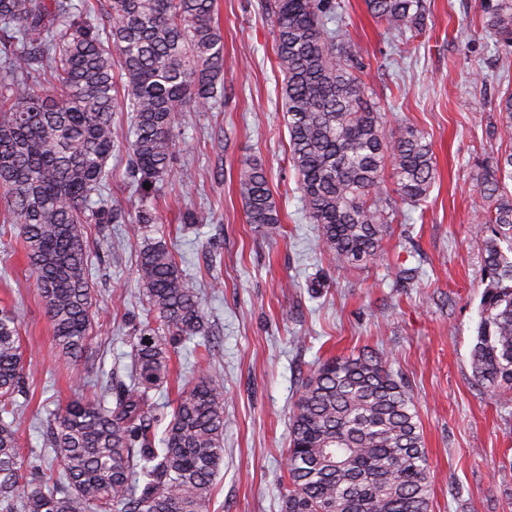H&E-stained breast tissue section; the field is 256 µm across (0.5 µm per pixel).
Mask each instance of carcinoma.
Listing matches in <instances>:
<instances>
[{"label": "carcinoma", "instance_id": "1", "mask_svg": "<svg viewBox=\"0 0 512 512\" xmlns=\"http://www.w3.org/2000/svg\"><path fill=\"white\" fill-rule=\"evenodd\" d=\"M364 2L406 41L423 30L426 0ZM338 9L336 0L259 4L276 27L303 208L347 270L381 259L397 204L426 201L437 169L421 131L386 128ZM481 29L497 54L512 56V0H482ZM223 95L216 0H0V237L20 241L58 353L77 360L99 313L85 225L126 221L104 196L108 160L124 151L140 199L130 231L141 241L136 281L147 305L131 324L127 380L92 400L77 394L54 414L47 457L21 452L26 362L17 312L0 308V512H208L224 463V383L200 370L170 412L151 395L167 382L179 345L199 336L203 360L215 351L199 292L153 226L182 113L206 112ZM121 102L133 121L118 137L112 113ZM496 111L499 137L511 141L512 91ZM510 181L512 152L476 175L495 205L482 221L490 236L470 357L493 394L512 388ZM239 192L247 222L277 233L280 212L261 162H242ZM430 491L418 415L387 362L359 355L320 364L292 411L283 512H429Z\"/></svg>", "mask_w": 512, "mask_h": 512}]
</instances>
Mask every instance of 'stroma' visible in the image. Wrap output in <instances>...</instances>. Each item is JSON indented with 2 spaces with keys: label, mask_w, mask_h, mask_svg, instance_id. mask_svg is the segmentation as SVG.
<instances>
[{
  "label": "stroma",
  "mask_w": 512,
  "mask_h": 512,
  "mask_svg": "<svg viewBox=\"0 0 512 512\" xmlns=\"http://www.w3.org/2000/svg\"><path fill=\"white\" fill-rule=\"evenodd\" d=\"M339 2L387 128L422 131L438 178L426 209L401 205L380 261L338 269L317 245L287 160L274 22L258 0H218L224 99L185 113L158 225L200 292L216 346L209 370L224 384V466L209 512H280L289 417L303 382L325 359L362 352L388 358L418 411L430 512H512V391L490 393L470 359L489 206L475 175L512 150L496 131L512 59L497 58L483 39L480 0H427L426 27L405 45L374 22L364 0ZM247 157L265 165L279 205L281 228L270 237L246 221L239 170ZM189 209L206 223H183ZM88 241L99 314L86 362L76 366L58 354L22 251L0 238V305L18 312L30 351L32 400L20 423L28 449L45 447L48 421L72 398L74 381L93 396L101 375L125 360L129 322L144 312L139 245L127 225ZM298 336L305 344H295Z\"/></svg>",
  "instance_id": "35a3bbf8"
}]
</instances>
